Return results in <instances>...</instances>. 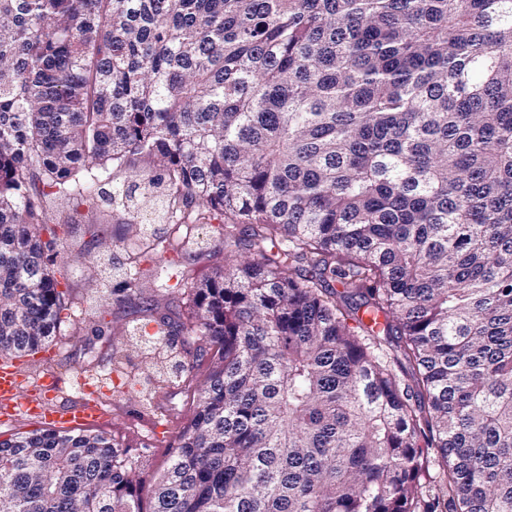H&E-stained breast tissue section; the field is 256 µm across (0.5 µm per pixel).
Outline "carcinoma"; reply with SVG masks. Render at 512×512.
<instances>
[{
  "label": "carcinoma",
  "mask_w": 512,
  "mask_h": 512,
  "mask_svg": "<svg viewBox=\"0 0 512 512\" xmlns=\"http://www.w3.org/2000/svg\"><path fill=\"white\" fill-rule=\"evenodd\" d=\"M115 168L176 224L100 305L187 298L140 311L185 420L147 479L117 431L0 439V512H512V0H0V358L72 308L49 201ZM212 220L224 270L141 267Z\"/></svg>",
  "instance_id": "carcinoma-1"
}]
</instances>
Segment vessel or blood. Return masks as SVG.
I'll return each mask as SVG.
<instances>
[{
	"instance_id": "vessel-or-blood-1",
	"label": "vessel or blood",
	"mask_w": 512,
	"mask_h": 512,
	"mask_svg": "<svg viewBox=\"0 0 512 512\" xmlns=\"http://www.w3.org/2000/svg\"><path fill=\"white\" fill-rule=\"evenodd\" d=\"M38 418L51 428L70 431L87 429L100 421L91 392H84L72 403L50 408L38 391L25 386V376L15 362L0 361V422L8 423L19 416Z\"/></svg>"
}]
</instances>
